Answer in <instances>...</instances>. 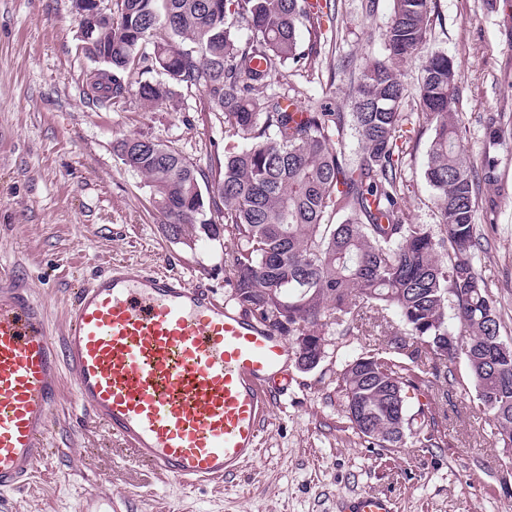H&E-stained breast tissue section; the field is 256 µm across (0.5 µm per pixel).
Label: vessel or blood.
Here are the masks:
<instances>
[{"label": "vessel or blood", "instance_id": "obj_1", "mask_svg": "<svg viewBox=\"0 0 512 512\" xmlns=\"http://www.w3.org/2000/svg\"><path fill=\"white\" fill-rule=\"evenodd\" d=\"M285 336L177 273L112 262L80 289L60 341L19 270L0 267V493L46 455L70 375L76 399L159 474L197 486L256 457L288 391ZM337 512H392L370 492Z\"/></svg>", "mask_w": 512, "mask_h": 512}]
</instances>
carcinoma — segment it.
<instances>
[{
    "mask_svg": "<svg viewBox=\"0 0 512 512\" xmlns=\"http://www.w3.org/2000/svg\"><path fill=\"white\" fill-rule=\"evenodd\" d=\"M392 2L386 56L360 71L349 112L313 100L291 112L294 99L270 90L283 69L318 64L335 0H112L110 18L82 41L95 64L86 96L116 103L134 93L153 107L194 90L203 111L223 113L240 142L224 146V159L205 169L172 145L154 141L152 150L136 136L116 141L114 151L147 178L171 239L190 242L219 228L230 234L231 302L255 311L294 351L303 336L321 347L332 324L349 331L372 312L399 317L404 334L342 370L356 434L379 448H399L408 435L425 447L437 418H407L404 391L420 382L415 364H429L452 389L461 362L476 392L475 413L501 447L512 448V343L502 339L476 266L489 246L475 224L478 196L497 181L495 160L487 153L475 166L466 157L448 55L426 62L420 111L401 112L400 66L426 41L432 0ZM240 21L252 37L237 36ZM153 72L166 79L146 78ZM408 123L434 127L425 177L442 219L435 228L405 218ZM393 352L406 353L409 363Z\"/></svg>",
    "mask_w": 512,
    "mask_h": 512,
    "instance_id": "carcinoma-1",
    "label": "carcinoma"
}]
</instances>
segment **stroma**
<instances>
[{
  "instance_id": "stroma-1",
  "label": "stroma",
  "mask_w": 512,
  "mask_h": 512,
  "mask_svg": "<svg viewBox=\"0 0 512 512\" xmlns=\"http://www.w3.org/2000/svg\"><path fill=\"white\" fill-rule=\"evenodd\" d=\"M426 42L402 68L404 109H419L421 69L436 52L456 64L464 148L481 161L486 121L502 115L499 180L483 188L478 232L495 224V241L476 263L512 338V0H433ZM337 19L319 65L274 78L273 90L348 111L360 69L383 54L381 34L392 0H336ZM71 0H0V266L24 270L45 305L53 334L64 329L70 297L109 261L177 272L218 295L231 291L224 245L204 237L167 238L162 215L138 174L121 164L114 143L137 136L174 144L199 166L223 156L233 137L199 93L175 105L144 108L137 96L95 104L86 94L91 62L79 50ZM433 129L412 131L404 169L405 216L438 224L424 171ZM386 344L340 326L309 371L292 369L287 396L274 406L257 457L224 484L185 488L167 481L87 408L64 392L48 433V451L32 479L0 495V512H83L87 494L111 498L112 512H336L342 494H387L393 512H501L512 504V451L473 415L475 393L421 371L406 398L408 413L436 410L451 444L369 447L344 412L340 374L348 360Z\"/></svg>"
}]
</instances>
